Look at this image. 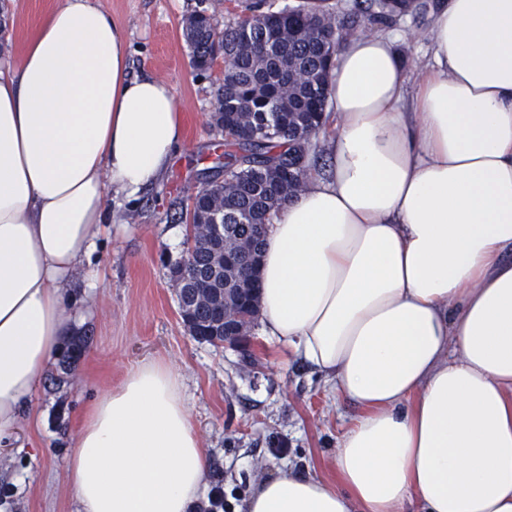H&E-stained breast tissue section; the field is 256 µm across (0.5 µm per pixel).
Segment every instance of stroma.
Instances as JSON below:
<instances>
[{"instance_id": "stroma-1", "label": "stroma", "mask_w": 512, "mask_h": 512, "mask_svg": "<svg viewBox=\"0 0 512 512\" xmlns=\"http://www.w3.org/2000/svg\"><path fill=\"white\" fill-rule=\"evenodd\" d=\"M54 0H6L0 56L19 57L23 37ZM126 31L134 74H151L175 89L186 140L162 181L136 202L113 206L112 235L100 252L103 277L85 290L73 311L87 348L67 383L39 387L21 417L12 447L0 450V490L10 512H74L65 466L81 418L103 392L135 366L162 360L183 379L195 428L210 469L224 473L226 512H239L260 476L287 467L335 482L337 439L356 407L337 397L323 376L259 330L244 346H214L183 326L169 267L184 245L180 213L203 187L220 135L209 110L213 75H197L182 23L198 0H97ZM388 25H360L370 34H400L410 73L432 60L429 37L433 0Z\"/></svg>"}]
</instances>
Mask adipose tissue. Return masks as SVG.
I'll return each instance as SVG.
<instances>
[{
  "label": "adipose tissue",
  "instance_id": "ef3b65f1",
  "mask_svg": "<svg viewBox=\"0 0 512 512\" xmlns=\"http://www.w3.org/2000/svg\"><path fill=\"white\" fill-rule=\"evenodd\" d=\"M419 81L393 35L334 56L331 165L266 226L260 333L357 413L338 484L282 470L244 512H512V0H434ZM185 139L166 81L130 73L122 25L56 0L0 62V447L95 287L112 223ZM75 512H192L208 462L181 375L130 370L85 412Z\"/></svg>",
  "mask_w": 512,
  "mask_h": 512
}]
</instances>
